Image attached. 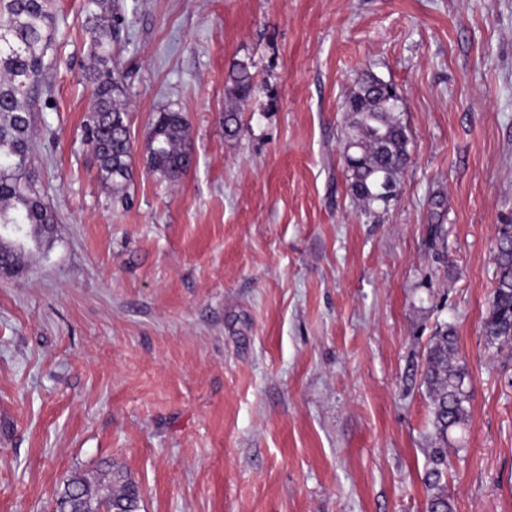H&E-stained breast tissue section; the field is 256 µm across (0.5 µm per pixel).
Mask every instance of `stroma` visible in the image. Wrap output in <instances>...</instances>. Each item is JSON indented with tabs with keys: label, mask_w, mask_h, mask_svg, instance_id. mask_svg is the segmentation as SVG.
Returning <instances> with one entry per match:
<instances>
[{
	"label": "stroma",
	"mask_w": 512,
	"mask_h": 512,
	"mask_svg": "<svg viewBox=\"0 0 512 512\" xmlns=\"http://www.w3.org/2000/svg\"><path fill=\"white\" fill-rule=\"evenodd\" d=\"M105 2L133 184L114 199L85 142L87 0H53L30 144L58 222L0 271V512H53L105 460L140 512H425L423 355L446 324L471 377L454 512H512V349L483 332L512 224V0ZM367 73L401 95L410 153L368 215L343 158ZM168 110L193 158L175 184L146 167ZM228 77V82L231 84L228 88L231 97L237 100H243L252 95L255 86L253 75L247 64L243 62L234 63L229 71Z\"/></svg>",
	"instance_id": "stroma-1"
}]
</instances>
